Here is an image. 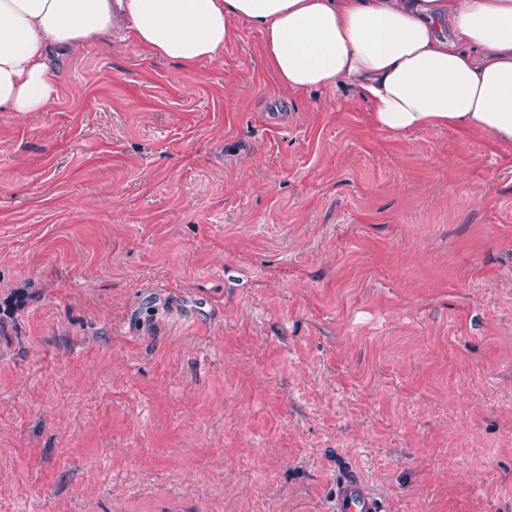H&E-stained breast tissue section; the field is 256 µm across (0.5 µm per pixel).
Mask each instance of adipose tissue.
Returning a JSON list of instances; mask_svg holds the SVG:
<instances>
[{
    "mask_svg": "<svg viewBox=\"0 0 512 512\" xmlns=\"http://www.w3.org/2000/svg\"><path fill=\"white\" fill-rule=\"evenodd\" d=\"M234 19L260 28L282 92L341 81L397 138L475 130L512 151V0H0V112L46 111L115 26L193 66L222 56Z\"/></svg>",
    "mask_w": 512,
    "mask_h": 512,
    "instance_id": "1",
    "label": "adipose tissue"
}]
</instances>
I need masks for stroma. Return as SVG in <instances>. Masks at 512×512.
I'll return each mask as SVG.
<instances>
[{"instance_id":"stroma-1","label":"stroma","mask_w":512,"mask_h":512,"mask_svg":"<svg viewBox=\"0 0 512 512\" xmlns=\"http://www.w3.org/2000/svg\"><path fill=\"white\" fill-rule=\"evenodd\" d=\"M93 41L0 113V512H512V153ZM332 512H381L379 500L367 486L356 479L343 480L336 486Z\"/></svg>"}]
</instances>
